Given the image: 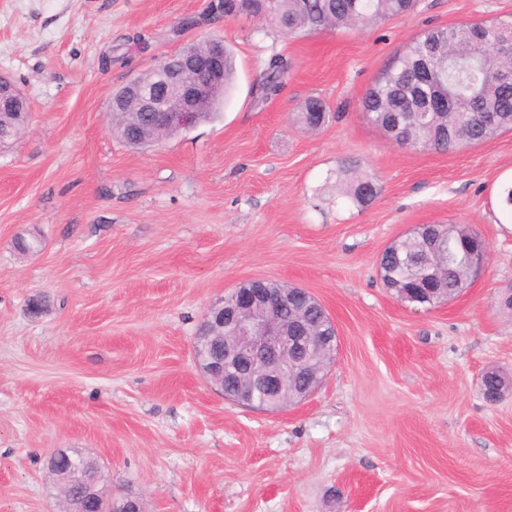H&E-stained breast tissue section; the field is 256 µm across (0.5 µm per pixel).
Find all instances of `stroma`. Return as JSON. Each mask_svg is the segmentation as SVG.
<instances>
[{"mask_svg": "<svg viewBox=\"0 0 512 512\" xmlns=\"http://www.w3.org/2000/svg\"><path fill=\"white\" fill-rule=\"evenodd\" d=\"M209 4L0 0V74L31 113L0 151V512H59L45 463L65 448L146 512H512V392L481 390L512 377V132L415 151L362 107L424 31L510 19L512 0L295 34ZM217 36L236 68L219 118L147 150L113 137V92ZM276 54L291 67L264 100ZM310 98L334 115L315 133L294 121ZM342 170L374 176L371 201L343 196ZM448 222L484 237L485 271L440 307L401 301L383 250ZM255 278L308 291L340 336L315 393L273 412L224 400L193 360L208 307Z\"/></svg>", "mask_w": 512, "mask_h": 512, "instance_id": "obj_1", "label": "stroma"}]
</instances>
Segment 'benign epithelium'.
<instances>
[{"mask_svg": "<svg viewBox=\"0 0 512 512\" xmlns=\"http://www.w3.org/2000/svg\"><path fill=\"white\" fill-rule=\"evenodd\" d=\"M181 65L164 59L154 68L151 81L139 75L112 98L110 111L133 105L151 115L150 127H189L196 123L199 105L224 83V40L210 39L181 51ZM26 112L18 86L0 76V109ZM488 252L472 251L467 266L470 280L483 272ZM268 280L245 282L210 305L203 322L209 335L223 341L224 355L199 368L202 376L224 397L245 407H256L254 393L262 391L267 402L291 398L301 401L321 383L336 357L318 352L339 343L337 330L319 336L306 334L283 316L281 302L288 290L267 287ZM111 512H144L139 496L112 499Z\"/></svg>", "mask_w": 512, "mask_h": 512, "instance_id": "obj_1", "label": "benign epithelium"}]
</instances>
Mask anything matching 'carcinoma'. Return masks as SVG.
<instances>
[{"instance_id": "obj_1", "label": "carcinoma", "mask_w": 512, "mask_h": 512, "mask_svg": "<svg viewBox=\"0 0 512 512\" xmlns=\"http://www.w3.org/2000/svg\"><path fill=\"white\" fill-rule=\"evenodd\" d=\"M222 0L224 16L254 17L295 33L305 29L368 27L387 18L409 13L416 0ZM512 22L488 20L429 30L416 38L366 93V119L390 140L412 150L452 151L465 145L490 140L512 131V86L503 77L512 73ZM429 59L438 85L448 90L446 111L426 109L414 95L417 66ZM288 70L279 56L270 59L261 81V97L275 93ZM233 60L224 48V89L200 107L201 121L213 120L224 104L233 79ZM330 119L327 106L319 99L307 100L295 121L308 130H318ZM143 117L128 110L112 119L116 138L134 149H144ZM349 198L362 204L375 195L373 178L351 179ZM482 243L468 224H444L426 237L405 235L393 241L379 260L384 285L402 297L415 284L431 282L437 292L426 300L435 307L469 286L463 258ZM483 390L498 394L508 389V378L497 371L482 377Z\"/></svg>"}]
</instances>
